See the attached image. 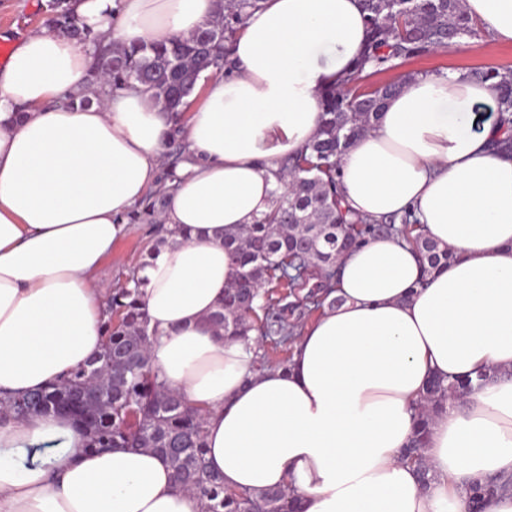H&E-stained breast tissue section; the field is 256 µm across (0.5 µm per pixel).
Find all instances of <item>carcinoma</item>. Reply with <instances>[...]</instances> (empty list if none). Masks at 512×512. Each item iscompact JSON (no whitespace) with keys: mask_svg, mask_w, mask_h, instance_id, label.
I'll list each match as a JSON object with an SVG mask.
<instances>
[{"mask_svg":"<svg viewBox=\"0 0 512 512\" xmlns=\"http://www.w3.org/2000/svg\"><path fill=\"white\" fill-rule=\"evenodd\" d=\"M262 0H217L213 19L187 37L162 39L138 48H103L91 72V83L105 82L112 90L138 84L171 112L175 125L182 123L188 98L201 78L218 77L228 64L231 45L243 27L249 10ZM367 39L364 52L341 85L320 93L321 127L318 136L300 154L285 159L277 174L282 192L273 209L241 232L224 237L238 271L224 288V299L208 316L217 335L249 343V333L258 332L255 351L266 338L291 347L295 326L282 316L280 301L266 286L299 280L288 278L295 265H302L317 282L316 304L333 307L342 298L333 295L332 281L341 256L339 248L379 236L408 237L410 217L392 216L380 222L351 213L343 206L337 177L339 160L353 140L380 118L385 100L399 84L396 79L363 88L366 78L397 69L406 61L448 48L469 38L480 40L483 30L465 10L463 0H363ZM51 22L71 35L88 39L67 0H52ZM462 75L475 80H496L498 124L504 136L493 143L499 154H512V68H470ZM166 154L165 178L175 179L183 161L182 146L172 137ZM166 195L155 192L129 216L131 224H152L164 233ZM423 273L431 276L448 268L454 252L421 234L413 239ZM142 282L131 276L113 288L102 323L101 351L67 377L36 394L0 397V412L20 414L19 402L30 413H69L82 429L90 450L105 448L145 449L164 457L179 484L204 499L207 512H297L294 495L286 488L258 493L224 487L222 476L206 462V413L187 406L179 392L168 388L154 367L149 352L151 333L139 301ZM265 322L252 320L256 309ZM498 375L487 368L473 377L448 382L440 377L428 382L414 414V431L401 459L427 477L430 466L423 453L433 417L448 400L483 387Z\"/></svg>","mask_w":512,"mask_h":512,"instance_id":"cac0c4a2","label":"carcinoma"}]
</instances>
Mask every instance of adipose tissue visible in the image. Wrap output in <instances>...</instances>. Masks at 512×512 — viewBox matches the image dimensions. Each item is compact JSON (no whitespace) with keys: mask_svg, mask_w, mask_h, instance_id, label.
<instances>
[{"mask_svg":"<svg viewBox=\"0 0 512 512\" xmlns=\"http://www.w3.org/2000/svg\"><path fill=\"white\" fill-rule=\"evenodd\" d=\"M512 43V0H464ZM80 25L121 46L191 34L216 0H71ZM360 0H263L234 65L200 83L187 160L169 185L174 235L138 271L151 359L205 409L206 458L234 490L286 487L299 512H470L471 488L512 476V157L474 131L495 82L400 74L377 124L339 163L344 204L411 214L455 259L424 276L413 245L375 238L340 259L342 302L301 333L288 368L215 335L208 315L236 272L226 234L268 214L279 161L321 125L319 96L366 43ZM98 45L45 26L0 67V396H21L95 356L108 289L98 273L130 214L162 182L170 114L138 86L90 81ZM500 375L434 418L427 478L399 459L426 382ZM64 437L59 451L40 446ZM31 453L30 464L13 456ZM148 450L90 451L66 414L0 420V512H204Z\"/></svg>","mask_w":512,"mask_h":512,"instance_id":"ef3b65f1","label":"adipose tissue"}]
</instances>
